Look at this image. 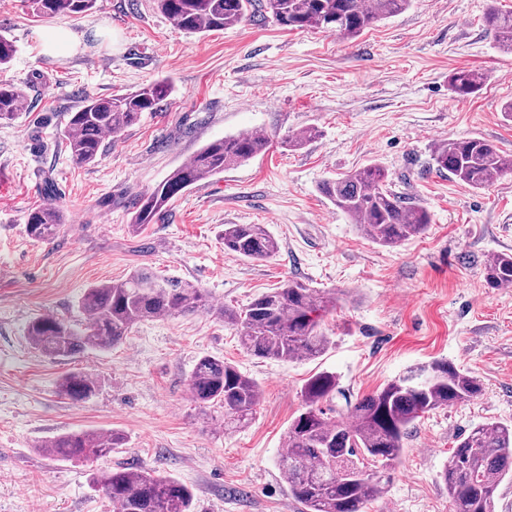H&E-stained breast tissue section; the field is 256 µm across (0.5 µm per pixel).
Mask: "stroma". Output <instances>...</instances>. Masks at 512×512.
<instances>
[{"mask_svg": "<svg viewBox=\"0 0 512 512\" xmlns=\"http://www.w3.org/2000/svg\"><path fill=\"white\" fill-rule=\"evenodd\" d=\"M489 0H414L355 39L286 30L250 18L188 34L153 0H98L91 13L36 20L26 0H0V34L15 54L0 79L22 87L28 108L0 121V512H112L91 466L43 452L81 430L123 433L106 467L153 470L192 488L195 512H305L279 465L303 387L321 372L344 409L409 368L446 359L482 393L416 421L385 495L367 512H450L440 471L459 435L486 421L512 423V288H491L485 266L512 255V174L476 190L437 169L447 140L476 137L512 156V54L484 14ZM77 40L68 54L41 48L48 26ZM479 69L488 80L462 100L449 78ZM158 79L174 91L154 112L104 142L97 163L76 165L60 137L89 97ZM316 129L303 146L286 136ZM258 131L269 148L173 200L164 219L134 228L139 194L206 143ZM376 164L397 192L430 212L424 235L395 248L358 232L319 191L322 181ZM52 182L58 234L31 240L23 224ZM228 224H262L279 253L257 262L225 251ZM145 268L203 288L208 306L141 322L122 344L48 358L27 337L51 314L84 323L87 288ZM294 279L341 294L320 318L329 336L315 359L258 358L215 308L243 311ZM234 363L262 397L252 423L223 428L224 412L195 403L190 375L201 357ZM82 371L94 397L75 403L58 384Z\"/></svg>", "mask_w": 512, "mask_h": 512, "instance_id": "35a3bbf8", "label": "stroma"}]
</instances>
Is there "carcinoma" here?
<instances>
[{
	"label": "carcinoma",
	"mask_w": 512,
	"mask_h": 512,
	"mask_svg": "<svg viewBox=\"0 0 512 512\" xmlns=\"http://www.w3.org/2000/svg\"><path fill=\"white\" fill-rule=\"evenodd\" d=\"M32 14L42 20L80 16L97 0H29ZM157 9L189 34L222 30L240 23L260 8L266 17L289 30L331 31L346 39L359 36L382 19L411 5V0H155ZM502 48L512 51V11L490 5L485 14ZM485 81L475 70L450 77L461 99L477 94ZM173 86L157 80L128 93L88 98L70 113L62 131L72 161L97 162L105 137L137 124L170 97ZM27 107L24 90L0 80V120H12ZM265 134H239L209 142L152 190L138 196L133 225L157 223L171 200L196 183L224 173L264 152ZM434 160L439 170L456 181L483 189L506 172L512 158L480 138L450 140L438 145ZM320 192L349 216L362 235L385 247L427 231L430 214L409 205L392 189L387 172L371 164L321 183ZM61 226L59 210L47 199L25 218L26 235L36 241L54 237ZM224 250L252 261H266L279 251L277 240L262 224L224 225ZM491 288L512 286V255H498L485 266ZM336 298L290 280L257 297L240 315L217 309L224 324L242 326L240 345L261 358L280 361L311 360L328 347L319 330V313ZM207 305L203 289L160 279L136 270L126 279L86 290L81 308L87 314L78 329L58 317L39 316L27 328L33 346L49 358L77 352L108 350L120 344L138 323L152 318L194 313ZM190 391L202 407L224 410V432L251 423L261 389L232 363L204 356L189 379ZM61 393L78 403L92 398L96 382L82 372L66 374ZM481 380L447 360H434L408 371L382 388L347 406L349 420L331 418L322 403L337 392L336 377L328 372L310 378L303 390L305 410L288 427V453L280 461L290 495L306 512H364L382 498L390 471L400 461L410 428L424 414L468 402L481 394ZM118 431H81L50 441L47 452L79 461H94L120 448ZM512 479V425L488 421L458 439L441 480L448 491L451 512H495V499L504 479ZM94 484L112 501L114 512H194V494L176 479L132 468H106L93 476Z\"/></svg>",
	"instance_id": "carcinoma-1"
}]
</instances>
